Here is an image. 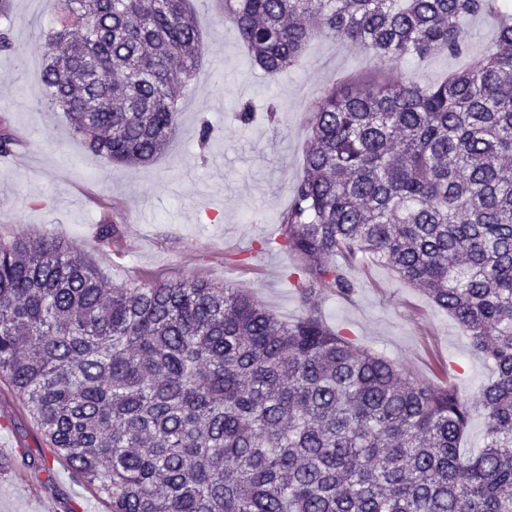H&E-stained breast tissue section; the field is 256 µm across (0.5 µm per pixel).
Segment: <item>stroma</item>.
I'll list each match as a JSON object with an SVG mask.
<instances>
[{"instance_id": "obj_1", "label": "stroma", "mask_w": 512, "mask_h": 512, "mask_svg": "<svg viewBox=\"0 0 512 512\" xmlns=\"http://www.w3.org/2000/svg\"><path fill=\"white\" fill-rule=\"evenodd\" d=\"M217 15L213 0L196 7L199 63L179 100L180 122L166 154L128 167L87 153L72 137L64 112L36 104L40 34L55 10L51 0H14L10 15L0 16V29H9L14 43L11 53H0V121L31 145L26 166L0 162V233L50 232L68 239L113 287L193 276L245 289L290 321L301 312L291 277L294 257L280 251L259 264L252 256L258 242L278 231L303 175L318 97L336 83L377 77L381 66L350 44L317 38L287 74L270 78L250 67L232 25H218ZM462 24L470 33L467 53L406 60L401 70L431 84L480 57L495 37L496 20L473 16ZM242 101L260 114L246 127L235 118ZM271 102L279 109L273 125L261 117ZM204 122L214 134L203 145L198 130ZM111 219L122 222L126 235L109 260L97 248L96 233ZM350 272L356 283L350 298L327 294L319 301L329 325L347 329L416 375L456 385L466 398L493 378L492 365L419 290L376 262L354 264ZM0 411L10 416L9 426L0 427L6 445L0 512H56L64 500L74 503L75 512H107L85 483L50 459L44 438L9 391H0Z\"/></svg>"}]
</instances>
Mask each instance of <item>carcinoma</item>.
<instances>
[{"label": "carcinoma", "mask_w": 512, "mask_h": 512, "mask_svg": "<svg viewBox=\"0 0 512 512\" xmlns=\"http://www.w3.org/2000/svg\"><path fill=\"white\" fill-rule=\"evenodd\" d=\"M191 0H58L41 102L86 150L150 164L178 126L200 36ZM500 19L482 58L422 85L395 63L467 47L463 18ZM266 74L314 38L387 77L323 91L276 246L297 259L302 313L283 322L229 284L109 288L72 243L0 239V383L110 512H512V10L505 0H224ZM114 70L130 81L112 83ZM120 236L100 226L99 248ZM448 313L495 376L475 404L323 318L360 257ZM482 410L486 442L459 443Z\"/></svg>", "instance_id": "carcinoma-1"}]
</instances>
